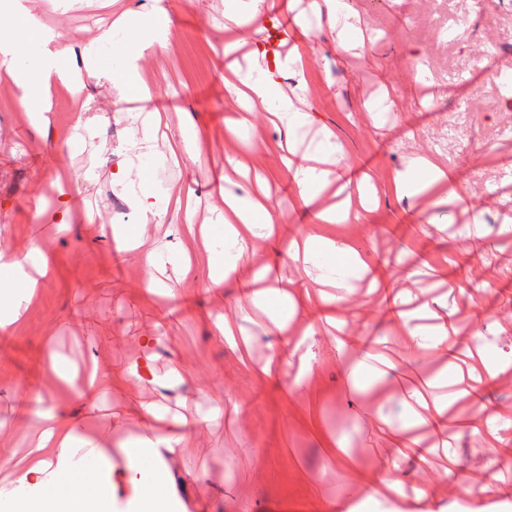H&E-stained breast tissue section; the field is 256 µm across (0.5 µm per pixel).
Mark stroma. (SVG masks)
<instances>
[{
    "label": "stroma",
    "mask_w": 512,
    "mask_h": 512,
    "mask_svg": "<svg viewBox=\"0 0 512 512\" xmlns=\"http://www.w3.org/2000/svg\"><path fill=\"white\" fill-rule=\"evenodd\" d=\"M225 0H0V49L9 46L28 16L61 36L67 65L85 70L97 60L104 73L85 90L90 103L64 84L43 86L27 58H19L30 89H48L47 126H36L17 104L21 90L0 72V249L24 251L38 240L52 275L13 331L0 337V448H27L30 431L17 420L16 388L44 384L72 419L114 445L138 429L130 415L139 401L154 402L164 419L207 414L208 399L181 405L203 379L224 395V417L190 437L188 455L167 461L169 478L187 512H339L358 503L360 512H387L376 494L394 486L402 512H478L485 498L505 495L512 512V468L499 465L512 449V141L498 137L512 125V101L495 85L499 56L477 57V44L512 34V0H347L352 20L370 37L364 57L341 50L326 17L309 14L308 31L270 19L276 60L267 69L283 87L301 86L310 109V136L330 132L341 147V166L353 183L368 181L377 207L343 224L312 223L298 204L297 189L283 177L278 145L285 129L264 108L239 115L225 109ZM164 8L171 19L161 40L145 33L141 48L127 50L124 33L101 34L124 10ZM304 45L298 72L279 69L293 44ZM138 74L147 100L118 102V84ZM385 99V112H367V99ZM464 111L461 143L448 139V115ZM159 113V140L177 144L195 130L187 153L162 161L150 152L137 158L142 182L114 178L137 138L141 116ZM247 118L255 138L233 136L228 120ZM241 160L245 175L225 177L227 159ZM416 158L447 166L470 207L420 209L391 190L395 176ZM275 189L270 201L285 214L281 237L245 234L228 238L217 217L224 193H251L256 177ZM181 187L198 221L214 220L210 239L190 248L191 270L167 279L173 294L153 299L143 285L148 269L136 254L115 251L111 237L85 232L87 220L134 224L132 195L158 202ZM72 218L58 230L61 201ZM325 235L355 249L375 266L379 251L400 252L391 287L409 296L432 276L456 266L472 292L436 291L425 314L400 322L386 315L374 287L358 279L331 282L322 258H292L291 241ZM246 243L250 259L239 262L223 287L207 289L208 255L235 254ZM269 268L297 303L287 335L277 333L258 306L239 300L243 282ZM457 317L494 377L483 391L487 413L478 429L444 436L429 462L400 454L399 437L418 426L407 403L414 378L431 380L446 402L455 370L439 326ZM231 324L233 340L217 343L215 321ZM161 337L151 367L165 377L146 390L113 384L97 414L70 402L58 381L46 378V346L82 364L90 358L122 369L139 357L140 341ZM349 336H371L375 349L360 354ZM287 354L275 378L253 371L268 356ZM240 416H233L232 407ZM453 470H446V463Z\"/></svg>",
    "instance_id": "obj_1"
}]
</instances>
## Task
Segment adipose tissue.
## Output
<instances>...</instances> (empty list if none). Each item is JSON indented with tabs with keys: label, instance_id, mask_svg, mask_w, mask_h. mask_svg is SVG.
<instances>
[{
	"label": "adipose tissue",
	"instance_id": "adipose-tissue-1",
	"mask_svg": "<svg viewBox=\"0 0 512 512\" xmlns=\"http://www.w3.org/2000/svg\"><path fill=\"white\" fill-rule=\"evenodd\" d=\"M278 6V0H230L224 11V86L228 93L227 108L241 111L253 102L273 103L288 130V153L285 172L297 188L304 205L315 207L314 218L321 224H338L350 216V201L343 198L336 184L339 177L327 162L335 158L339 147L322 139L315 148H303L301 136L308 127L310 114L288 95H273L272 80L260 65L265 51L260 41L263 22ZM49 46L50 35L43 33L35 20H28L17 32L9 48L0 51V71L14 74V60L28 57L30 69L43 79L52 74L66 75L73 94H82L87 78L96 77L95 69L86 74H67L62 51L41 56L29 53L32 42ZM251 63L249 74H242L239 58ZM399 196L410 199L432 198L435 204L461 202L462 196L448 184L447 173L437 165L413 163L410 170L395 181ZM271 186L261 195L224 197L225 228L236 224L259 228L264 235L280 234L285 217L269 204ZM91 235L111 234L116 250H137L142 262L153 268H179V256L162 255L146 247L145 237H131L127 225H87ZM48 264L39 246L26 253L0 251V329L14 324L30 304L48 275ZM244 301L267 305L269 317L279 333H287L295 313V302L287 292L274 288L247 290ZM142 359H134L121 371L92 362L85 373H77L68 360L48 352L43 369L60 379L66 393L92 411L102 391L112 382L130 387L157 384L156 375H145ZM18 396L24 405L25 421L36 437L23 453L0 452V475L8 490L7 503L0 512H182V504L167 476V459L187 453L190 433L203 431L224 416V398L213 395V406L205 416L190 419L175 417L169 431H158L154 423L158 414L153 405L137 408L134 416L140 435L121 447H113L111 438L79 430L65 409L49 400L35 386L20 385Z\"/></svg>",
	"mask_w": 512,
	"mask_h": 512
}]
</instances>
